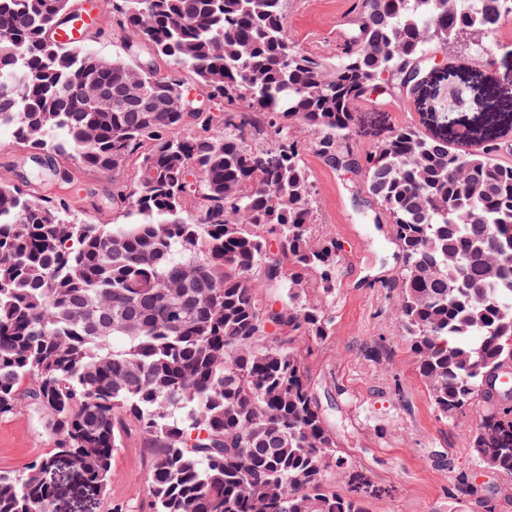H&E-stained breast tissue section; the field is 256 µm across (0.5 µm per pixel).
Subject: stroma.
<instances>
[{
  "mask_svg": "<svg viewBox=\"0 0 512 512\" xmlns=\"http://www.w3.org/2000/svg\"><path fill=\"white\" fill-rule=\"evenodd\" d=\"M352 10L353 0H288V35L305 51L333 56ZM355 111L368 129L350 140L359 157L397 127L437 130L435 117L421 105L404 109L396 95L358 103ZM293 133L304 144L303 162L315 188L312 237L335 239L342 257L332 294L315 287L304 294L332 318L330 336L305 358L313 393L348 462L344 469L329 468L328 481L346 492L351 473H359L370 488V512H512V478L483 467L472 452L477 418L469 412L441 415L419 374L412 343L399 325L400 291L392 286L401 254L389 225L373 221L378 207L361 189L363 171L336 169L305 127ZM55 164L70 173L68 196L81 216L94 224L124 223L112 192L135 182V162L116 174L83 167L68 154ZM51 446L27 413L0 419L1 471L23 470ZM149 457L139 435L128 434L112 457L106 493L88 496L77 482L63 481L55 512H106L113 501L125 503L128 512H145ZM462 482L474 486L473 495H457Z\"/></svg>",
  "mask_w": 512,
  "mask_h": 512,
  "instance_id": "stroma-1",
  "label": "stroma"
}]
</instances>
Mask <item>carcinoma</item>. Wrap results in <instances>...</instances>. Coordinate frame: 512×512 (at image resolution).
<instances>
[{"instance_id": "cac0c4a2", "label": "carcinoma", "mask_w": 512, "mask_h": 512, "mask_svg": "<svg viewBox=\"0 0 512 512\" xmlns=\"http://www.w3.org/2000/svg\"><path fill=\"white\" fill-rule=\"evenodd\" d=\"M499 2L496 15L479 0H356L328 64L288 36V0H119L98 23L135 34L130 62L49 40L69 0H0V126L36 163L65 148L101 172L139 159L112 194L127 224L82 223L63 193L0 184V417L24 409L52 438L24 471H0V512H52L44 474L61 456L105 491L132 430L152 449L148 512H368L326 478L344 460L296 347L330 335L302 295L311 281L331 293L341 261L336 240L311 238L296 125L331 165L363 170L434 405L476 411L477 459L512 477V406H484L483 389L512 364V162L487 134L512 98L496 97L471 150L406 127L362 158L349 148L355 104L410 102L430 47L485 55L491 23L512 17ZM186 71L221 111L142 110L182 93Z\"/></svg>"}]
</instances>
